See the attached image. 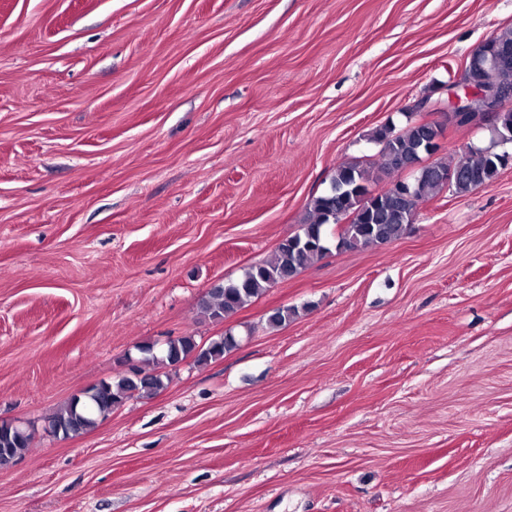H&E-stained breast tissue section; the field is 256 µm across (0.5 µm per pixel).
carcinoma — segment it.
I'll return each instance as SVG.
<instances>
[{
  "label": "carcinoma",
  "mask_w": 512,
  "mask_h": 512,
  "mask_svg": "<svg viewBox=\"0 0 512 512\" xmlns=\"http://www.w3.org/2000/svg\"><path fill=\"white\" fill-rule=\"evenodd\" d=\"M431 129L432 125L418 122L399 132L388 127L376 131L374 138L381 144L382 171L395 173L400 161L420 156ZM503 167L499 153L471 149L464 155L450 154L418 171L410 181L409 194L383 192L377 196L374 208L365 211L362 196L370 192L369 174L356 165L340 164L333 172L330 191L311 202L313 220L302 225L299 233L279 243L272 258L250 266L235 281L214 286L202 300V313L212 320H223L250 304L271 285L294 278L310 263L324 257L328 252L324 226L334 223L330 216L333 211L350 220L342 226L336 248L350 250L389 243L402 236L413 223L421 202L443 190L438 177L427 174L426 170L453 172L449 188L458 195H465L490 183ZM235 346L236 340L230 334L205 348L192 336L173 338L159 351L151 350L148 343L141 344L137 365L115 380L101 381L90 387L94 391L91 400L82 394L73 395L48 418L53 435L68 439L84 434L128 399L163 389V374L144 369L154 361L175 366L193 356L198 363H208L224 357V353ZM29 441L28 432L19 431L7 422L0 423V462L7 465L14 462Z\"/></svg>",
  "instance_id": "cac0c4a2"
}]
</instances>
